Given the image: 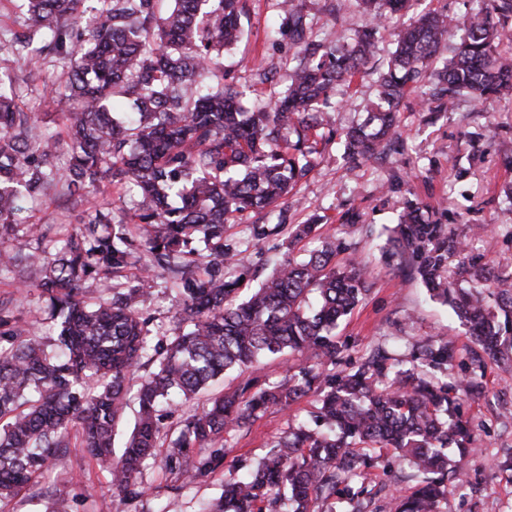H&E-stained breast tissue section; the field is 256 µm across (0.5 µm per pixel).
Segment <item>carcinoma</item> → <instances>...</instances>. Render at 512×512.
Returning <instances> with one entry per match:
<instances>
[{
	"label": "carcinoma",
	"mask_w": 512,
	"mask_h": 512,
	"mask_svg": "<svg viewBox=\"0 0 512 512\" xmlns=\"http://www.w3.org/2000/svg\"><path fill=\"white\" fill-rule=\"evenodd\" d=\"M24 0L27 23L12 34L13 57L34 72L40 57L62 62L72 100L65 134L43 133L0 78V229L22 228L34 243L16 250L0 240V270L36 275L57 328L55 347L17 324L12 300L0 299V503L9 502L72 440L112 484L116 508L148 495L144 469L161 447V408L208 390L226 371L252 367L284 351L305 359L288 379L257 376L211 395L182 415L161 460L182 485L200 481L224 461V435L269 407L282 410L318 395L316 428L278 438L245 473L225 479L219 498L200 512H361L372 497L369 470L391 462L413 468L414 491L391 497V512H438L449 475L476 450L461 400L478 392L474 377L448 384L441 373L457 356L445 338L430 340L402 368L376 349L343 369L347 345L339 320L369 291L365 270L332 264L324 242L306 259L287 258L250 296L240 298L250 269L228 278L233 258L224 227L245 212L270 216L313 167L318 143L340 139L352 161L398 144L399 106L409 88L427 87L429 112H447L469 94L483 106L512 96V0H480L460 22L428 13L396 35L378 76L377 111L342 133L323 123L339 82H351L377 48L380 21L412 0H356L369 22L348 37L312 38L296 0H281V33L290 43L288 87L246 106L224 81V48L239 33L241 0ZM455 39L451 56L441 44ZM60 186L80 204L109 188L142 198L129 214L112 203L85 210L54 253L43 242L51 224L36 210ZM385 249L431 299L469 325L491 360L512 362V276L496 275L467 250L436 212L412 195L403 201ZM140 267L131 285L125 272ZM182 295L167 342L152 344L139 308L160 273ZM112 280V297L95 288ZM147 357L154 370L137 393L138 416L120 452L113 435L127 406L126 381Z\"/></svg>",
	"instance_id": "cac0c4a2"
}]
</instances>
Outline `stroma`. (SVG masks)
I'll use <instances>...</instances> for the list:
<instances>
[{
  "label": "stroma",
  "mask_w": 512,
  "mask_h": 512,
  "mask_svg": "<svg viewBox=\"0 0 512 512\" xmlns=\"http://www.w3.org/2000/svg\"><path fill=\"white\" fill-rule=\"evenodd\" d=\"M241 17L244 35L224 53V68L236 85L251 99H268L288 84L285 59L288 38L278 31L282 14L277 0H244ZM316 38L327 37L330 29H355L364 18L357 5H350L340 19L325 10V0H303ZM473 0H416L412 8L393 16L381 31L375 57L350 83L336 87L334 110L328 113L331 127L343 130L364 123L377 100V77L393 49L394 35L427 10L444 11L460 17L473 8ZM263 63L272 70L273 81L260 83L253 69ZM0 71L15 78H28L31 90L25 96L30 111L36 112L44 129L58 133L62 119L57 108L43 103L46 83L60 79L62 66L55 56H46L37 74L27 75L11 56L0 52ZM399 134L404 149L386 160H361L354 164L342 158L339 144L319 147L314 169L284 202L286 224L318 220L314 237L291 242L288 233L256 241L252 228L257 222L250 213L226 225L224 241L236 247L241 262L255 282L272 271L273 260L306 255L320 249L325 239L339 246L334 261L345 266L364 264L370 290L363 302L345 320L340 335L349 344L347 355L359 360L367 348L382 346L392 358L410 366L412 353L422 342L450 337L459 353L444 377L454 382L475 368L484 377L480 394L466 398L464 412L479 446L463 470L448 485L440 512H512V471L504 469L512 459V367L490 359L472 361L475 344L467 326L446 306L430 300L419 281L387 266L381 252L385 228L394 226L406 192H414L424 203L438 208L459 235L465 236L475 252L483 254L496 273L512 275V211L502 203L503 191L512 185V104L502 101L495 111H484L471 98L458 101L454 111L430 116L424 112L422 93L414 91L400 106ZM493 126L490 137L473 140L472 132ZM355 223H346V215ZM13 273L0 271V298H11L16 317L38 328L44 342H51V324L45 319V298L40 289L14 293ZM180 299L171 280H156L140 307L151 319L153 342L165 341ZM316 410L314 395H307L288 410L271 408L242 429L227 434L228 453L223 464L208 478L179 487L174 476L160 464L149 465L142 481L149 494L127 512H197L201 500L219 497L224 479L238 466L263 456L271 444L291 427L310 421ZM70 486L75 497L62 512H98L102 501L111 500L112 485L93 458L80 447L56 451L44 477L24 488L8 502L5 512H45L44 495L50 483Z\"/></svg>",
  "instance_id": "stroma-1"
}]
</instances>
